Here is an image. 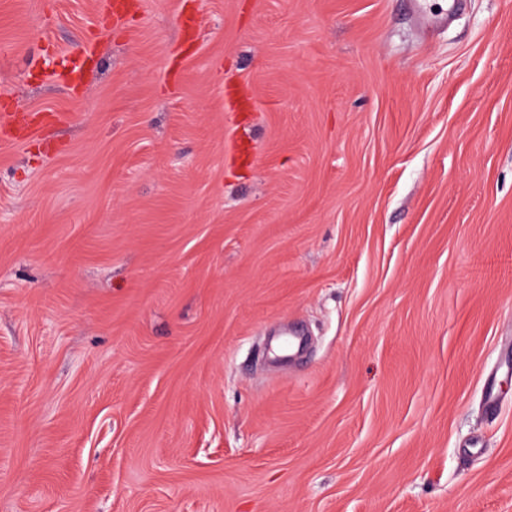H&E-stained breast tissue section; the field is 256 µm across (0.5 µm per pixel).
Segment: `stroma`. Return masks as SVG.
Segmentation results:
<instances>
[{
    "label": "stroma",
    "instance_id": "35a3bbf8",
    "mask_svg": "<svg viewBox=\"0 0 512 512\" xmlns=\"http://www.w3.org/2000/svg\"><path fill=\"white\" fill-rule=\"evenodd\" d=\"M1 112L0 512H512V0H0Z\"/></svg>",
    "mask_w": 512,
    "mask_h": 512
}]
</instances>
